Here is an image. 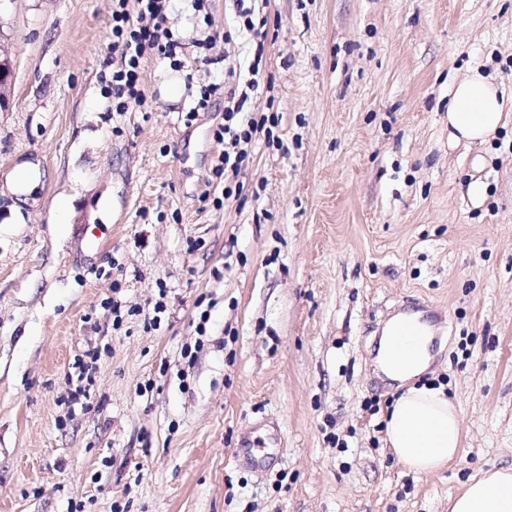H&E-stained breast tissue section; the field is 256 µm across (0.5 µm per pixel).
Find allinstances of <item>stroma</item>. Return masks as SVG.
Segmentation results:
<instances>
[{"mask_svg": "<svg viewBox=\"0 0 512 512\" xmlns=\"http://www.w3.org/2000/svg\"><path fill=\"white\" fill-rule=\"evenodd\" d=\"M206 8L175 0L186 64L146 58L145 109L119 117L112 0H0V512H448L512 467V119L448 144L472 70L512 108V0H269L271 90L251 107L279 113L281 144L256 138L229 197L209 179L223 100L185 119L224 78L223 46L203 64L193 42L234 0ZM112 297L140 315L113 327ZM405 310L439 315L420 381L462 419L430 474L384 443L374 352ZM95 344L89 406L69 411ZM102 350H106L105 346H96L88 349L82 356H77L72 364V368L75 370L74 374L70 373L72 382L73 377L76 376V381L80 384H77L69 392L67 403L70 405V411H74L75 405H80L82 409L86 407L85 401L90 397L89 391L92 385L91 371L95 369V364L100 359ZM83 356L88 358L89 361H84ZM84 381L86 384L83 383Z\"/></svg>", "mask_w": 512, "mask_h": 512, "instance_id": "stroma-1", "label": "stroma"}]
</instances>
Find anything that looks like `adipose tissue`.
<instances>
[{"instance_id": "obj_1", "label": "adipose tissue", "mask_w": 512, "mask_h": 512, "mask_svg": "<svg viewBox=\"0 0 512 512\" xmlns=\"http://www.w3.org/2000/svg\"><path fill=\"white\" fill-rule=\"evenodd\" d=\"M505 117L503 91L490 76L472 71L450 88L448 143H484L497 132ZM418 321L415 314L393 318L381 339L376 361L384 376L403 386L385 420V441L406 470L428 474L441 470L457 456L462 420L443 387L413 383L431 361L429 330H422L406 355H397L393 349L400 327ZM450 512H512V468L486 470L470 479L453 500Z\"/></svg>"}]
</instances>
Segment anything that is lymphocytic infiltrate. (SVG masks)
Returning <instances> with one entry per match:
<instances>
[{
	"mask_svg": "<svg viewBox=\"0 0 512 512\" xmlns=\"http://www.w3.org/2000/svg\"><path fill=\"white\" fill-rule=\"evenodd\" d=\"M170 0H112V110L116 113L133 112L146 102L140 84L142 61L149 56L168 60L172 69L183 68L182 44L174 39L166 22ZM243 28L255 44L247 74H240L232 56L224 58V83L201 86L193 106L186 113L187 120L208 111L216 96L224 98V121L214 129L218 145L212 174L224 181L225 195H232L231 183L238 177L250 158L252 142L257 134L272 135L279 123L274 112H247L246 104L257 92L264 79V43L267 37L268 16L254 15L248 8H240Z\"/></svg>",
	"mask_w": 512,
	"mask_h": 512,
	"instance_id": "f902f5d3",
	"label": "lymphocytic infiltrate"
}]
</instances>
